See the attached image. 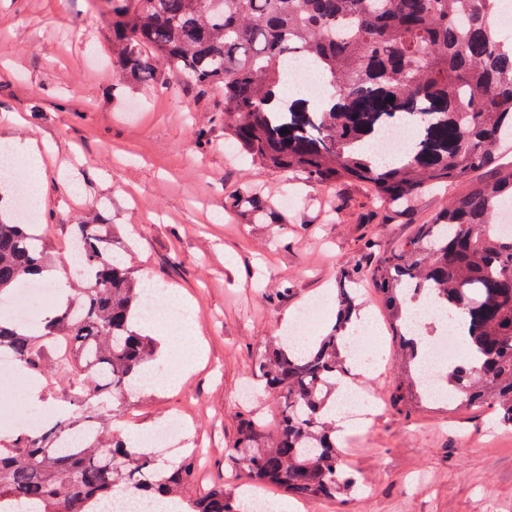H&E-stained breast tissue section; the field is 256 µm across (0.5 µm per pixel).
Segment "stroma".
<instances>
[{
  "instance_id": "stroma-1",
  "label": "stroma",
  "mask_w": 512,
  "mask_h": 512,
  "mask_svg": "<svg viewBox=\"0 0 512 512\" xmlns=\"http://www.w3.org/2000/svg\"><path fill=\"white\" fill-rule=\"evenodd\" d=\"M107 45L91 0H0V140L33 138L46 150L48 188L33 199L64 281L72 279L64 270L71 226L95 211L133 245L138 276L191 302L201 351L191 359L164 349L156 364L170 372L190 359L193 371L179 388L128 398L123 427L139 438L170 416L185 417L187 429L159 445L157 458L204 445L198 488L220 478L235 498L243 482L233 458L239 415L269 421L277 412L255 375L263 346L309 299L334 300L342 272L393 249L446 194H426L412 213L385 222L359 182L337 191L288 182L225 152L219 128L210 146L197 148L194 129L223 93L202 96L180 83L158 96L113 91ZM245 183L276 202L278 223L225 211ZM367 240L373 251L364 250ZM358 303L371 329L368 368L354 384L379 407L369 422L340 421L338 437L362 488L295 502L294 512H512V428L485 407L415 400L411 414L392 408L398 340L372 288L361 287Z\"/></svg>"
}]
</instances>
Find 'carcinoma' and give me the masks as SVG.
Here are the masks:
<instances>
[{
	"label": "carcinoma",
	"mask_w": 512,
	"mask_h": 512,
	"mask_svg": "<svg viewBox=\"0 0 512 512\" xmlns=\"http://www.w3.org/2000/svg\"><path fill=\"white\" fill-rule=\"evenodd\" d=\"M112 34L107 63L116 86L199 93L224 90L215 128L253 164L324 188L361 182L386 214H402L431 189L465 190L388 254L340 275L336 322L305 350L270 340L256 373L276 394L278 416L240 414L234 444L241 476L299 499L358 488L325 407L348 372L344 331L356 313L360 278L380 295L403 347L394 407L432 396L420 342L406 335L414 305L430 299L461 313L471 358L444 374L459 407L492 406L512 427V234L496 231L512 201V33L494 27L498 0H102ZM301 60L321 75L322 96L283 93L285 66ZM413 137L378 162L383 131ZM272 207L245 188L225 208L252 215ZM80 277L64 302L35 326L0 309V355L51 391L63 385L73 409L49 426L0 438V512H108L119 496L185 512H238L224 483L193 492V456L156 460L114 422L120 401L150 371L155 340L132 327L144 317L147 286L126 261L110 225L93 214L73 225ZM38 225L16 221L0 182V296L50 268Z\"/></svg>",
	"instance_id": "1"
}]
</instances>
